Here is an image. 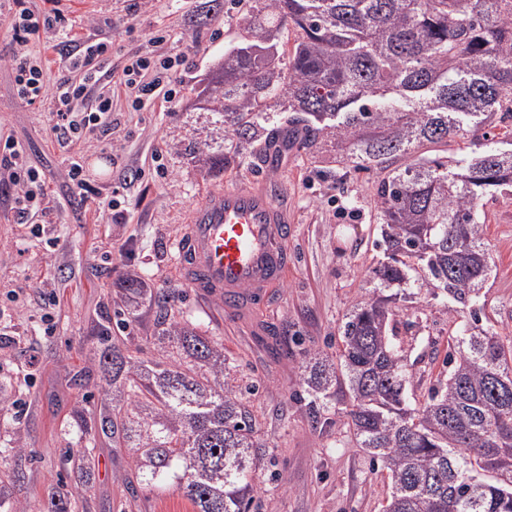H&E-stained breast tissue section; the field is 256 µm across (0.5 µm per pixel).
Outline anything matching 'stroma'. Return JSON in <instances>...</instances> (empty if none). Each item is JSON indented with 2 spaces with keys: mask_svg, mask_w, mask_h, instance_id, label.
Listing matches in <instances>:
<instances>
[{
  "mask_svg": "<svg viewBox=\"0 0 512 512\" xmlns=\"http://www.w3.org/2000/svg\"><path fill=\"white\" fill-rule=\"evenodd\" d=\"M205 2L98 0L77 9L71 0H31L33 10L54 8L69 18L73 39L108 40L114 76L137 50L186 57L174 102L114 113L108 134L60 144L49 105L20 101L10 68L0 63V131L22 142L50 198L40 236L18 223L9 202L0 199V454L9 458L0 468V493L37 512L48 491L62 483L86 487L77 512H191L176 486L161 492L139 483L128 449L105 436H97L87 469L75 470L67 454L83 443L75 406L100 407L95 330L126 307L123 283L137 278L173 292L175 317L222 343L242 384L257 387L245 402L273 470L261 472L251 512H380L388 493L385 470L356 447L341 407L311 422L300 370L310 353H335L341 324L371 289V269L385 259L374 245L375 173L289 146L267 179L284 193L293 262L253 316L226 313L223 301L197 297L180 279L171 242L193 207L211 191L254 179L260 168L248 148L230 154L215 175L188 153L191 142L223 135L210 113L190 106L245 24L237 9L217 5L206 24L195 25L192 18ZM160 34L165 42L155 43ZM73 159L88 160L85 175L96 194H81L70 184ZM112 198L120 200L119 209H107ZM479 213L494 260L478 299L482 324L512 331V192L485 196ZM397 306L414 316L412 323H398V334L415 386L427 390L444 370L456 324L466 323L469 312L416 287ZM134 316L117 345L154 359L156 308L138 302Z\"/></svg>",
  "mask_w": 512,
  "mask_h": 512,
  "instance_id": "35a3bbf8",
  "label": "stroma"
}]
</instances>
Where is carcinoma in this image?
<instances>
[{
  "mask_svg": "<svg viewBox=\"0 0 512 512\" xmlns=\"http://www.w3.org/2000/svg\"><path fill=\"white\" fill-rule=\"evenodd\" d=\"M232 2L246 19L241 42L207 75L198 109L263 150L284 131L261 124L275 104L304 150L324 138L345 166L380 175L386 260L339 327L336 357L317 351L302 366L312 422L333 400L345 406L357 447L387 472L382 512H512V331L484 329L472 309L447 374L420 397L396 343L398 312L377 294L414 285L466 306L490 275L478 205L512 187V149L474 151L458 171L444 154L413 153L451 134L480 147L485 126L512 121V0ZM195 159L217 173L227 155L206 142ZM126 291L159 309L162 354L126 356L99 325L104 398L96 416L75 409L78 424L123 441L140 482L176 485L193 512H250L264 466L250 388L221 344L170 317V294L134 279ZM44 512H72L71 493L54 489Z\"/></svg>",
  "mask_w": 512,
  "mask_h": 512,
  "instance_id": "1",
  "label": "carcinoma"
}]
</instances>
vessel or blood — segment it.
<instances>
[{
    "label": "vessel or blood",
    "instance_id": "b4317fda",
    "mask_svg": "<svg viewBox=\"0 0 512 512\" xmlns=\"http://www.w3.org/2000/svg\"><path fill=\"white\" fill-rule=\"evenodd\" d=\"M288 214L268 182L215 191L176 242L183 279L226 312H246L288 275Z\"/></svg>",
    "mask_w": 512,
    "mask_h": 512
}]
</instances>
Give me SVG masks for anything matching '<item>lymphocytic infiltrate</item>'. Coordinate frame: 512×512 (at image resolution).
Returning <instances> with one entry per match:
<instances>
[{
  "label": "lymphocytic infiltrate",
  "mask_w": 512,
  "mask_h": 512,
  "mask_svg": "<svg viewBox=\"0 0 512 512\" xmlns=\"http://www.w3.org/2000/svg\"><path fill=\"white\" fill-rule=\"evenodd\" d=\"M8 18L11 53L7 62L14 74L17 97L34 105L44 100L47 68L29 49L32 36H55L65 31L68 20L59 10L42 13L31 9L29 0H0ZM69 65L59 78L52 101L57 117L55 129L61 142L112 129V86L120 84L126 108L139 112L156 101L173 102L176 87L172 77L184 64L183 57H155L140 51L129 55L120 81H113L108 67L109 44L100 39L73 40L64 44ZM0 184L9 188L10 207L20 223H35L46 211L48 193L39 171L28 164L21 143L0 134Z\"/></svg>",
  "instance_id": "f902f5d3"
}]
</instances>
